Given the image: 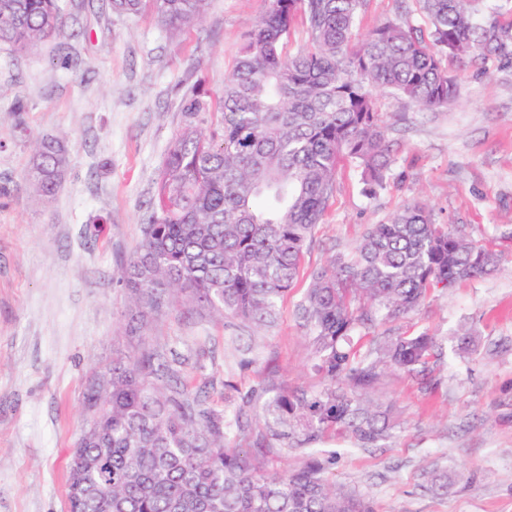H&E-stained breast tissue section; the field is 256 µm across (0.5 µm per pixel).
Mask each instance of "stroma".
I'll return each mask as SVG.
<instances>
[{
  "label": "stroma",
  "instance_id": "obj_1",
  "mask_svg": "<svg viewBox=\"0 0 512 512\" xmlns=\"http://www.w3.org/2000/svg\"><path fill=\"white\" fill-rule=\"evenodd\" d=\"M265 0H209L203 20L169 34L150 14L113 13L108 0H60L67 34L26 55L0 47V512H68L72 450L84 392L113 359L153 354L163 381L199 395L228 447L278 477L318 456L323 475L369 500L373 512H512V66L447 60L458 96L421 110L390 90L375 105L395 149L376 194L345 161L300 270L272 327L219 320L164 302L130 334L132 290L121 271L136 252L182 95L197 84L218 102ZM430 24L419 0H365L353 42L376 26ZM23 115H16V107ZM63 138L57 193L27 180L35 139ZM425 202L436 223L461 226L500 257L494 272L429 288L420 308L358 329L363 359L377 339L434 334L444 355L424 371L381 369L369 390L391 409L387 441L362 447L347 431L285 440L263 425L280 392L315 395L302 309L312 274L352 256L375 224ZM99 225L97 234L87 228ZM472 336L474 347L458 339ZM458 475L448 493L425 487L432 466Z\"/></svg>",
  "mask_w": 512,
  "mask_h": 512
}]
</instances>
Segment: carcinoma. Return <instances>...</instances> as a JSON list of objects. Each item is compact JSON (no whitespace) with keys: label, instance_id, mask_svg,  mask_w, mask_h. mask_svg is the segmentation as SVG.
I'll return each mask as SVG.
<instances>
[{"label":"carcinoma","instance_id":"obj_1","mask_svg":"<svg viewBox=\"0 0 512 512\" xmlns=\"http://www.w3.org/2000/svg\"><path fill=\"white\" fill-rule=\"evenodd\" d=\"M118 14L151 11L174 34L199 22L208 0H111ZM482 0H421L431 43L414 28L386 22L351 44L363 0H266L236 64L224 79L219 126L192 89L183 126L171 141L156 187V205L122 278L132 302L153 311L179 295L218 318L272 321L294 281L304 247L328 206L340 162L362 167L370 184H386L394 149L373 91L391 88L422 110L441 108L457 80L441 57L512 65V22L483 12ZM305 21L309 45L284 51L290 27ZM64 35L59 0H0V45L17 55ZM68 165L64 141L33 144L28 177L40 197L55 195ZM499 259L472 244L458 226L438 224L414 202L375 224L349 261L313 273L304 311L319 369L332 387L308 397L279 394L267 425L283 437L329 428L367 446L394 423L362 389L380 366L408 372L437 355V338L421 332L380 346L353 366L351 337L376 318L418 309L429 288L493 272ZM148 353L116 359L85 391L93 412L77 439L69 473V512H372L367 501L328 481L319 460L278 478L258 474L239 448L224 446L221 422L186 391L167 392ZM446 493L456 477L424 473Z\"/></svg>","mask_w":512,"mask_h":512}]
</instances>
